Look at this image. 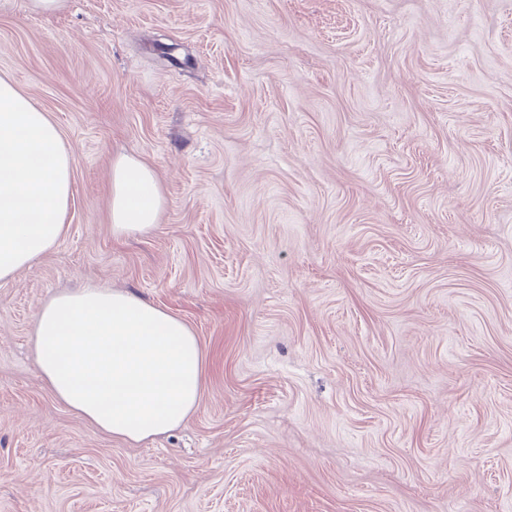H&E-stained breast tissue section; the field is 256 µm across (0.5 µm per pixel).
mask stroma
Masks as SVG:
<instances>
[{"mask_svg": "<svg viewBox=\"0 0 512 512\" xmlns=\"http://www.w3.org/2000/svg\"><path fill=\"white\" fill-rule=\"evenodd\" d=\"M0 76L74 155L59 244L0 281V512H512V0H0ZM85 286L194 330L183 425L53 396L32 324ZM165 198L153 168L129 155L112 159L110 224L118 236L141 234L158 223Z\"/></svg>", "mask_w": 512, "mask_h": 512, "instance_id": "obj_1", "label": "stroma"}]
</instances>
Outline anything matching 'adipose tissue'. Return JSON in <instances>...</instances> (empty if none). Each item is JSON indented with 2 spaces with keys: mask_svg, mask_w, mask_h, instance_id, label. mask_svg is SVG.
I'll return each mask as SVG.
<instances>
[{
  "mask_svg": "<svg viewBox=\"0 0 512 512\" xmlns=\"http://www.w3.org/2000/svg\"><path fill=\"white\" fill-rule=\"evenodd\" d=\"M73 157L57 125L0 77V280L54 249L64 230ZM165 198L153 168L112 160L115 235L150 231ZM39 370L55 397L99 431L137 444L180 426L201 404L203 352L180 318L127 291L54 295L32 329Z\"/></svg>",
  "mask_w": 512,
  "mask_h": 512,
  "instance_id": "ef3b65f1",
  "label": "adipose tissue"
}]
</instances>
